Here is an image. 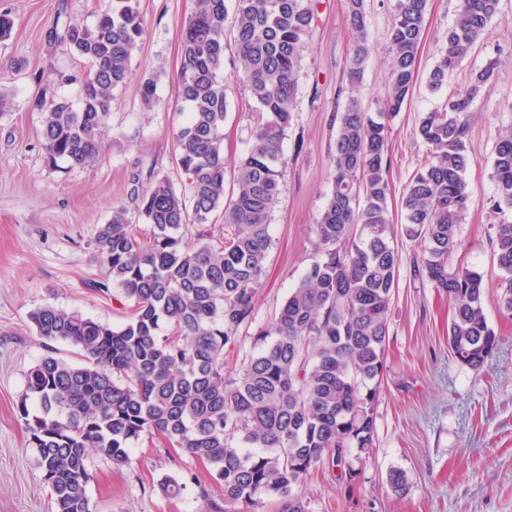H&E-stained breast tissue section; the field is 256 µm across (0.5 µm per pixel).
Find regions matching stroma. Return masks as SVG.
Returning a JSON list of instances; mask_svg holds the SVG:
<instances>
[{
    "label": "stroma",
    "mask_w": 512,
    "mask_h": 512,
    "mask_svg": "<svg viewBox=\"0 0 512 512\" xmlns=\"http://www.w3.org/2000/svg\"><path fill=\"white\" fill-rule=\"evenodd\" d=\"M101 0H0L15 27L0 42V512H54L42 482L37 453L16 405L29 370L47 351L70 362L79 351L66 342L46 349L29 319L52 305L118 327L131 315L118 289H93L107 268L95 240L113 207L130 205L132 174L143 184L168 179L176 190L187 180L176 163L172 132L185 119L176 94L181 34L197 0H138L144 35L131 59L129 79L112 98L100 130L102 150L83 167L48 164L35 102L61 70L83 62L57 37L69 18L91 24ZM458 0H430L413 92L390 122L389 207L399 212L405 185L426 154L416 135L422 113L440 107L489 59L498 65L492 83L473 105L466 180L472 188L457 226L456 260L483 276L489 324L499 338L480 372L448 349L452 308L445 293L414 275L422 247L397 233L398 288L388 319L384 371L375 408L374 447L354 460V480L318 469L301 494L308 512H512V317L499 309L501 272L494 255L495 224L512 222V208L498 207L492 159L500 135L512 129V0L499 10L438 92L427 77L453 22ZM393 0H366L374 50L364 64L358 95L377 112L386 90L388 31ZM346 0H321L299 75L295 120L284 141V192L271 216L272 246L265 264L253 327L240 333L249 352L257 327L268 323L314 258V226L331 189L328 167L336 114L348 94L346 62L355 44ZM157 81V102L140 96L145 78ZM255 104L236 88L228 97L224 154L236 163L253 126ZM87 494L96 512H205L221 502L209 470L161 436L143 434L127 463L90 453ZM407 476L402 492L387 482L390 471ZM168 477L185 482L180 497L164 496Z\"/></svg>",
    "instance_id": "35a3bbf8"
}]
</instances>
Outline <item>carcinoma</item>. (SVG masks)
Here are the masks:
<instances>
[{
  "instance_id": "obj_1",
  "label": "carcinoma",
  "mask_w": 512,
  "mask_h": 512,
  "mask_svg": "<svg viewBox=\"0 0 512 512\" xmlns=\"http://www.w3.org/2000/svg\"><path fill=\"white\" fill-rule=\"evenodd\" d=\"M233 2L237 67L224 73L227 2ZM500 0H459L439 60L428 75L441 90L479 42ZM319 0H198L181 37L177 90L188 117L174 133L188 194L166 178L134 189L135 210L112 209L98 225L109 280L133 314L120 327L51 305L29 319L45 342H68L84 363L53 354L27 375L17 411L37 450L55 512H94L86 492L89 451L116 462L154 433L206 465L224 502L253 512L263 498L279 512H308L296 489L318 467L355 478L347 454L373 446L378 382L400 256L389 209V121L412 93L429 0H394L390 73L375 114L350 96L330 155L331 190L316 224L315 260L274 318L257 330L240 368L230 355L239 331L255 320L272 211L283 194V143L295 114L297 76ZM356 35L347 61L357 85L371 54L365 0H347ZM137 0H103L91 25L68 21L59 40L89 63L63 70L56 84H77L80 104L50 94L37 107L48 163L83 167L100 152L99 131L114 92L129 75L143 35ZM489 60L469 84L420 118L427 155L401 200L405 235L423 245L414 275L448 296V347L474 370L492 356L498 336L485 309L483 276L454 263L456 226L470 196L465 173L471 108L494 76ZM255 102L248 148L234 169L238 193L225 202L224 119L229 82ZM497 204L512 207V132L493 157ZM224 212L222 227L210 223ZM502 272L501 312L512 315V222L495 227Z\"/></svg>"
}]
</instances>
